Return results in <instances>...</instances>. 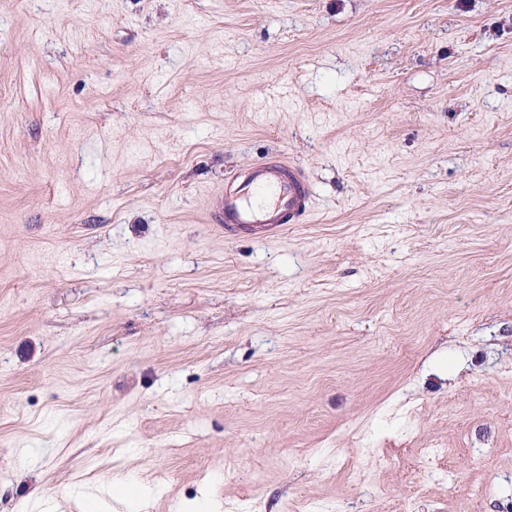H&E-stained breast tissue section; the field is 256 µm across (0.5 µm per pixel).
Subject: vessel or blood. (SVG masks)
<instances>
[{
  "label": "vessel or blood",
  "instance_id": "1",
  "mask_svg": "<svg viewBox=\"0 0 512 512\" xmlns=\"http://www.w3.org/2000/svg\"><path fill=\"white\" fill-rule=\"evenodd\" d=\"M315 205L298 165L265 158L225 176L209 195L208 216L225 237L271 241L310 215Z\"/></svg>",
  "mask_w": 512,
  "mask_h": 512
}]
</instances>
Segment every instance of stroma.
I'll return each instance as SVG.
<instances>
[{"instance_id":"obj_1","label":"stroma","mask_w":512,"mask_h":512,"mask_svg":"<svg viewBox=\"0 0 512 512\" xmlns=\"http://www.w3.org/2000/svg\"><path fill=\"white\" fill-rule=\"evenodd\" d=\"M278 154L313 215L211 231ZM119 473L512 512V0H0V512Z\"/></svg>"}]
</instances>
